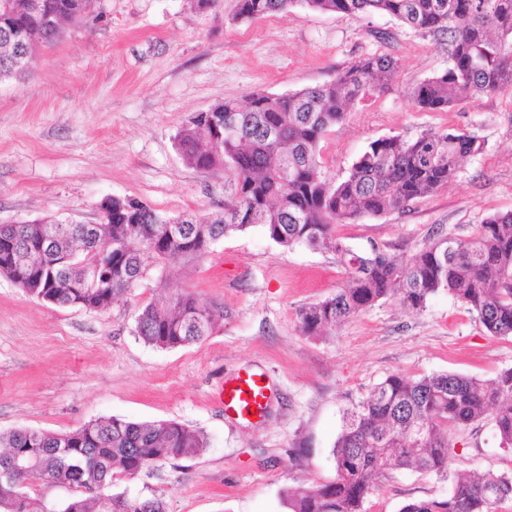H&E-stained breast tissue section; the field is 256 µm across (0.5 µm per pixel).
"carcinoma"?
<instances>
[{
    "label": "carcinoma",
    "mask_w": 512,
    "mask_h": 512,
    "mask_svg": "<svg viewBox=\"0 0 512 512\" xmlns=\"http://www.w3.org/2000/svg\"><path fill=\"white\" fill-rule=\"evenodd\" d=\"M0 0V82L24 77L40 47L62 36L63 24L88 18L96 0ZM302 5L321 13L351 16L386 14L401 25L448 38V68L410 90L412 104L443 111L481 95L512 90V0H237L236 16L261 19ZM13 21L36 33L17 59L19 37ZM398 67L383 54L362 58L327 83L288 94L255 93L246 104L226 100L209 109L237 119L226 132L192 122L176 142L185 165L195 170L224 167L236 178L231 199L206 221L175 217L133 199H112L101 237L68 234L64 221L50 227L39 258L46 275L58 274L55 288H31L33 297L57 306L107 309L122 301L154 268L190 264L209 253L231 232L260 229L280 246L332 250L348 272L347 282L324 300L299 311L301 329L319 335L379 300L396 296L415 310L444 290L467 306L492 336L512 335V212L493 214L457 239L439 235L406 257L377 248L360 254L336 236V225L402 211L435 194L463 159L482 149L474 133L427 131L413 140L378 139L338 183L321 172L319 144L332 126L369 90L380 91ZM42 219L23 225L17 236L0 240V273L7 259L37 247ZM98 260L112 266V287L77 288L79 269L66 264ZM218 308L190 293L174 292L162 303L140 310L135 331L145 343L173 349L200 343L213 331ZM491 417L500 447H512V368L484 381L453 373L418 379L392 373L368 396L346 409L334 445V480L285 491L288 512H367L381 478L394 469H415L448 482L443 498L416 499L399 512H500L512 501V475L488 471L467 475L450 468L455 431ZM207 447L205 436L176 421L133 422L111 416L64 433L14 428L0 431V512H167L159 498L132 497L112 490L117 474L134 477L168 460L186 459ZM30 463L18 476L16 455ZM62 482L79 494L49 505L23 492L26 482Z\"/></svg>",
    "instance_id": "cac0c4a2"
}]
</instances>
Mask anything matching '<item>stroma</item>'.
<instances>
[{
	"label": "stroma",
	"mask_w": 512,
	"mask_h": 512,
	"mask_svg": "<svg viewBox=\"0 0 512 512\" xmlns=\"http://www.w3.org/2000/svg\"><path fill=\"white\" fill-rule=\"evenodd\" d=\"M237 0H97L95 13L41 47L32 72L0 84V224L43 216L97 221L110 197L171 216H208L234 191L223 168H188L176 134L199 112L255 92L325 83L372 54L398 68L320 144L325 177L343 180L375 140L425 131L470 132L483 148L448 184L407 209L340 224L355 252L409 254L436 232L464 239L475 224L512 212V92L422 111L412 86L448 67L445 38L387 15L319 13L302 6L260 20L234 18ZM348 277L335 252L280 246L256 228L224 236L189 265L149 273L106 310L56 306L0 274V431L67 432L100 417L173 420L201 431L196 458L169 461L113 489L165 501L168 512H286L284 489L336 476L332 449L345 408L386 376L457 373L494 379L512 367V337L489 335L447 292L416 311L378 301L325 336L304 335L302 306ZM221 305L206 341L176 349L135 332L143 305L173 292ZM265 373L267 414L243 420L217 400L224 379ZM453 469L508 472L491 420L457 437ZM447 482L411 469L386 473L368 512L447 496Z\"/></svg>",
	"instance_id": "35a3bbf8"
}]
</instances>
